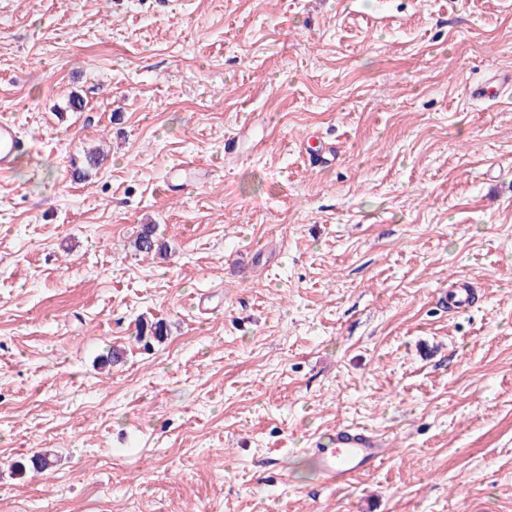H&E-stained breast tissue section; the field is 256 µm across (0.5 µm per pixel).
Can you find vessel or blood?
<instances>
[{"label":"vessel or blood","mask_w":512,"mask_h":512,"mask_svg":"<svg viewBox=\"0 0 512 512\" xmlns=\"http://www.w3.org/2000/svg\"><path fill=\"white\" fill-rule=\"evenodd\" d=\"M22 144L13 122L0 118V176L10 173ZM389 453L379 437L364 430L340 428L317 445L313 459L330 487L346 485L355 475L379 468Z\"/></svg>","instance_id":"b4317fda"}]
</instances>
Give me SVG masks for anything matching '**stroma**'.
<instances>
[{"instance_id": "obj_1", "label": "stroma", "mask_w": 512, "mask_h": 512, "mask_svg": "<svg viewBox=\"0 0 512 512\" xmlns=\"http://www.w3.org/2000/svg\"><path fill=\"white\" fill-rule=\"evenodd\" d=\"M506 72L512 0H0V512H512ZM22 144L13 122L5 117L0 118V176L10 173L16 155L21 151ZM313 448L317 471L328 487L346 485L355 475L379 468L390 448L366 430L340 428Z\"/></svg>"}]
</instances>
